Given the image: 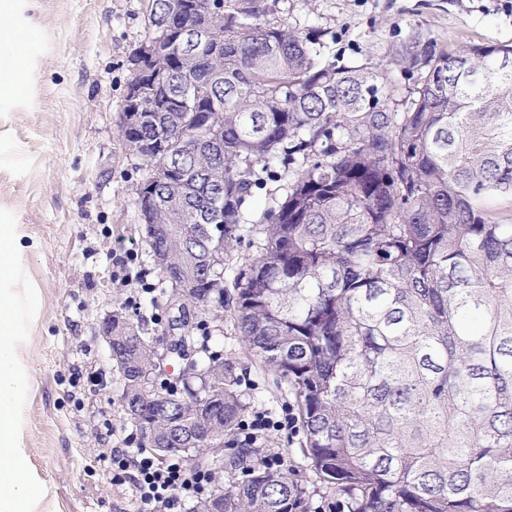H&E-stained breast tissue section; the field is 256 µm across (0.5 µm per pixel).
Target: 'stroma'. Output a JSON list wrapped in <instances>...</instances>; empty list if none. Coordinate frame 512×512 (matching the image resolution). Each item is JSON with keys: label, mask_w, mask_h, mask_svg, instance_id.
<instances>
[{"label": "stroma", "mask_w": 512, "mask_h": 512, "mask_svg": "<svg viewBox=\"0 0 512 512\" xmlns=\"http://www.w3.org/2000/svg\"><path fill=\"white\" fill-rule=\"evenodd\" d=\"M150 7L151 0H26L29 76L0 96V224L23 225L37 244L23 280L39 303L27 437L58 512H139L132 482L112 472L113 449L141 444L99 327L122 305L150 317L158 334L168 320L142 290L157 280L134 203L148 169L121 135L130 57L151 32ZM278 11L300 30H327L343 63L385 65L399 103L414 80L394 56L411 33L452 52L512 42V0H279ZM219 344L238 363L254 409L280 420L295 403L287 385L244 352L232 320ZM302 440V429H284L265 445L296 471L311 512H329L336 491L303 458Z\"/></svg>", "instance_id": "1"}]
</instances>
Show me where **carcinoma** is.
Returning <instances> with one entry per match:
<instances>
[{"label":"carcinoma","instance_id":"carcinoma-1","mask_svg":"<svg viewBox=\"0 0 512 512\" xmlns=\"http://www.w3.org/2000/svg\"><path fill=\"white\" fill-rule=\"evenodd\" d=\"M277 2L153 0L165 85L139 80L142 121L122 137L153 170L142 207L165 310L194 313L173 344L194 348L209 387L143 389L153 337L115 309L132 425L158 459L235 476L188 512H308L288 470L237 443L250 403L203 318L224 305L222 256L256 225L233 320L291 388L303 456L349 512H512V223L484 206L512 198V45L412 37L397 64L418 87L399 111L378 71L329 54ZM193 26L219 53H179ZM268 179L285 183L248 210Z\"/></svg>","mask_w":512,"mask_h":512}]
</instances>
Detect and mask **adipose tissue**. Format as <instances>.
<instances>
[{
    "mask_svg": "<svg viewBox=\"0 0 512 512\" xmlns=\"http://www.w3.org/2000/svg\"><path fill=\"white\" fill-rule=\"evenodd\" d=\"M19 2L0 0V91L16 89L13 76L26 64ZM26 237L23 225L0 224V512H55L26 437L30 325L37 315L34 289L17 283L30 250Z\"/></svg>",
    "mask_w": 512,
    "mask_h": 512,
    "instance_id": "obj_1",
    "label": "adipose tissue"
}]
</instances>
